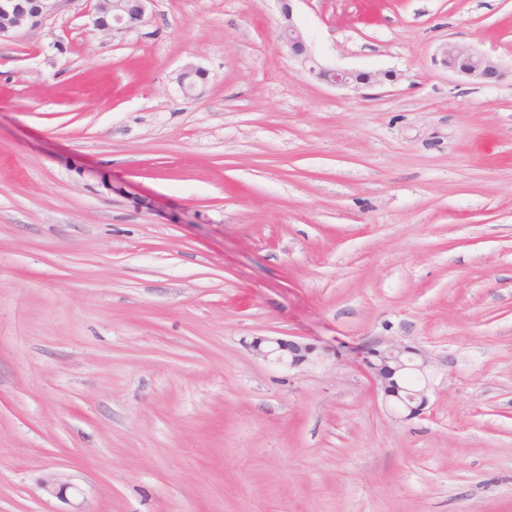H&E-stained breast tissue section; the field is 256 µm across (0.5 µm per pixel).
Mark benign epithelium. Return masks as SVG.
Segmentation results:
<instances>
[{
	"label": "benign epithelium",
	"mask_w": 512,
	"mask_h": 512,
	"mask_svg": "<svg viewBox=\"0 0 512 512\" xmlns=\"http://www.w3.org/2000/svg\"><path fill=\"white\" fill-rule=\"evenodd\" d=\"M59 0H0V40L19 36L24 31L40 26L56 10ZM151 0H95L91 14V31L95 34H115L130 31L142 22ZM280 39L288 53L303 69L331 85L355 89L372 88L383 81L394 82L398 75L388 72L356 71L323 65L312 53L301 29L293 17L292 0H280ZM440 62L450 73L479 83H489L501 75L498 63L489 55L466 46L448 43L440 48ZM203 71L188 65L178 75L182 92L190 94ZM253 350L264 359L298 366L310 361L317 347L295 340L260 337ZM380 363L369 367L373 385L381 389L385 400L398 414L409 420L423 414L430 387L431 361L426 354L409 346L390 344L380 351ZM412 375L417 387L411 391L401 387L398 380Z\"/></svg>",
	"instance_id": "obj_1"
}]
</instances>
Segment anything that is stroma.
I'll use <instances>...</instances> for the list:
<instances>
[{
	"instance_id": "35a3bbf8",
	"label": "stroma",
	"mask_w": 512,
	"mask_h": 512,
	"mask_svg": "<svg viewBox=\"0 0 512 512\" xmlns=\"http://www.w3.org/2000/svg\"><path fill=\"white\" fill-rule=\"evenodd\" d=\"M93 7L0 41V512H512V0H296L324 64L398 75L358 91L277 0ZM387 343L423 416L350 353ZM91 31L95 34L127 32L142 22L149 0H95ZM279 1L282 2L280 39L291 57L310 74L331 85L355 89L375 87L380 85L383 79L391 82L397 81L398 75L391 71H356L323 65L312 53L301 29L295 23L291 2L296 0ZM440 62L448 72L479 83L492 82L501 75L500 67L492 57L458 44L443 45ZM253 350L264 359L287 363L288 366H298L310 361L315 356L317 347L295 340L260 337L254 341ZM381 361L374 366H368L373 385L381 389L385 400L392 406L395 413L405 414L406 420L423 414L427 404V391L430 387L431 361L426 354L409 346L390 344L380 351ZM406 375V387H413L415 379L417 387L411 391L400 387V380ZM414 376V377H413Z\"/></svg>"
}]
</instances>
